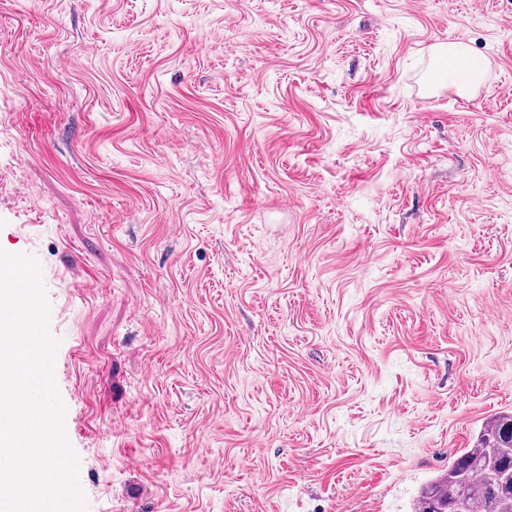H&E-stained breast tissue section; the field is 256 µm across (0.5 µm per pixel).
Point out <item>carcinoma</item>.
Returning a JSON list of instances; mask_svg holds the SVG:
<instances>
[{"label":"carcinoma","mask_w":512,"mask_h":512,"mask_svg":"<svg viewBox=\"0 0 512 512\" xmlns=\"http://www.w3.org/2000/svg\"><path fill=\"white\" fill-rule=\"evenodd\" d=\"M512 502V414L492 418L442 473L426 484L414 512H499Z\"/></svg>","instance_id":"cac0c4a2"}]
</instances>
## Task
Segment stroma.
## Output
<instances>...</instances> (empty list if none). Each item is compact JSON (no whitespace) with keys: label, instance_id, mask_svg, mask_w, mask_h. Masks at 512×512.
<instances>
[{"label":"stroma","instance_id":"obj_1","mask_svg":"<svg viewBox=\"0 0 512 512\" xmlns=\"http://www.w3.org/2000/svg\"><path fill=\"white\" fill-rule=\"evenodd\" d=\"M0 248L90 512H410L512 413V0H0ZM438 61L446 70V77L455 76L461 80L460 87L479 77L481 60L474 58L461 43L450 44L436 50Z\"/></svg>","mask_w":512,"mask_h":512}]
</instances>
